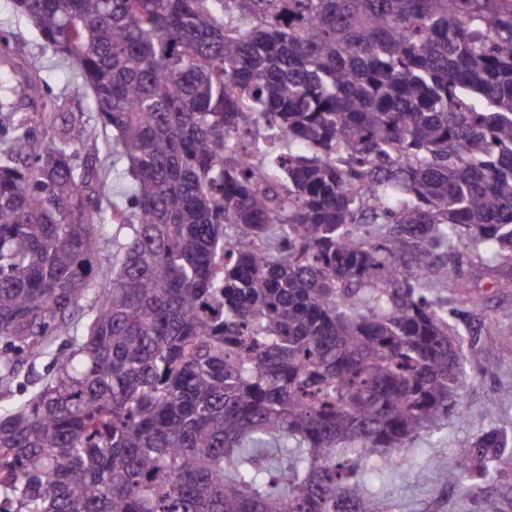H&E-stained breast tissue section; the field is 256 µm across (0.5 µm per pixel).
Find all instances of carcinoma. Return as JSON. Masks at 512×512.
<instances>
[{
	"instance_id": "obj_1",
	"label": "carcinoma",
	"mask_w": 512,
	"mask_h": 512,
	"mask_svg": "<svg viewBox=\"0 0 512 512\" xmlns=\"http://www.w3.org/2000/svg\"><path fill=\"white\" fill-rule=\"evenodd\" d=\"M15 2L128 190L0 73V391L85 319L0 412V512H383L358 474L459 404L443 290L512 277V0ZM114 232L115 227L112 224H103L98 239L99 257L104 264L109 266H112V258L119 248ZM52 355H45L39 357L37 359H26L24 360L25 368L23 374L21 375L19 381L23 382L24 385L20 386L16 383L13 384L11 388V392L8 397H4L5 400L0 401V405L3 407H7L12 404H17L22 402L28 398H30L34 392L36 391L38 385L33 386L26 382L27 372L30 371L31 367L36 375L44 378L47 373V369L51 366L52 363ZM24 374L25 377H24Z\"/></svg>"
}]
</instances>
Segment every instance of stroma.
Returning <instances> with one entry per match:
<instances>
[{"instance_id": "35a3bbf8", "label": "stroma", "mask_w": 512, "mask_h": 512, "mask_svg": "<svg viewBox=\"0 0 512 512\" xmlns=\"http://www.w3.org/2000/svg\"><path fill=\"white\" fill-rule=\"evenodd\" d=\"M4 58L19 70L33 59L41 65L40 104H31L22 80L12 95L14 108L26 113L37 136L46 132V106H54L85 125L81 155L101 158L104 169H111L107 134L95 118L88 89L16 11L13 0H0V59ZM462 272L477 277L479 299L474 302L468 291L449 289L448 322L477 349L479 360L464 369L458 411L411 441L402 465L385 477L380 496L390 512H512V447L504 449L497 471L487 478L465 475L450 486L443 474L444 469H456L458 449L481 433L496 428L512 435V288L499 287L495 277L477 275L468 266Z\"/></svg>"}]
</instances>
